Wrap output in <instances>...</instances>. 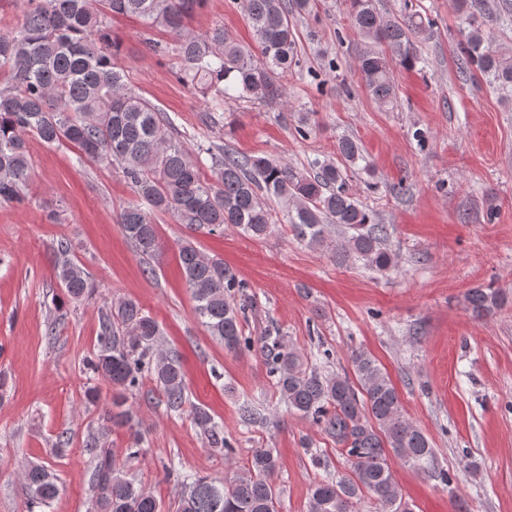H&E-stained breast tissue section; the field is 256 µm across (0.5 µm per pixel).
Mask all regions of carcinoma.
Listing matches in <instances>:
<instances>
[{"mask_svg":"<svg viewBox=\"0 0 512 512\" xmlns=\"http://www.w3.org/2000/svg\"><path fill=\"white\" fill-rule=\"evenodd\" d=\"M17 18L0 17V203H21L31 164L29 139L47 145L70 144L96 165L120 166L139 200L120 211L122 230L147 258L159 254L154 216L168 213L192 232L222 233L232 226L252 237H266L275 225L290 224L294 236L311 247H330L338 262L354 260L376 270L397 266L386 247L387 224L352 194L347 171L364 160L350 138L338 142L340 161L316 158L300 169L286 161L243 155L218 146L198 145L211 160L213 178L176 137L171 119L130 88L115 63L116 44L108 19L138 18L149 29L173 37L178 79L203 98L212 112L229 100L286 101L282 77L296 63L292 18L309 11L311 0H244L258 54L244 49L215 24L203 32L185 25L206 0H19ZM353 32L366 48L357 57L365 87L383 106L395 100L393 69L423 63L416 44L429 38L434 19L405 0L396 16L380 13L373 0H349ZM483 33L473 28L459 43L457 68L493 73L512 88V58L492 54ZM282 204L278 218L271 202ZM344 228L328 243L326 228ZM60 242L55 277L69 300L92 292L83 266L68 257ZM179 265L194 301L197 319L224 349L258 348L274 378L279 400L320 426L352 460L351 472L316 482L309 512H355L368 497L377 512H412L395 482L391 457L425 467L433 456L428 438L409 420L387 373L367 351L349 360L353 374L326 375L280 337L247 335L244 323L252 302L247 284L224 260L201 252L189 238L179 248ZM481 318L501 304L495 288H473L465 296ZM158 323L135 301L119 298L102 314L96 350L83 361L92 378L112 390V407L99 414L101 429L126 427L131 441L125 457L142 455L139 420L125 407L127 395L154 385L166 408L188 413L212 446L229 448L224 429L204 407L189 403L179 355L160 349ZM101 448L91 476L93 512H161L155 496L125 469V462ZM277 459L260 448L250 465L231 482L180 474L183 492L177 512H279L275 482ZM28 512L48 506L59 494L57 476L44 462L29 463L22 475Z\"/></svg>","mask_w":512,"mask_h":512,"instance_id":"obj_1","label":"carcinoma"}]
</instances>
